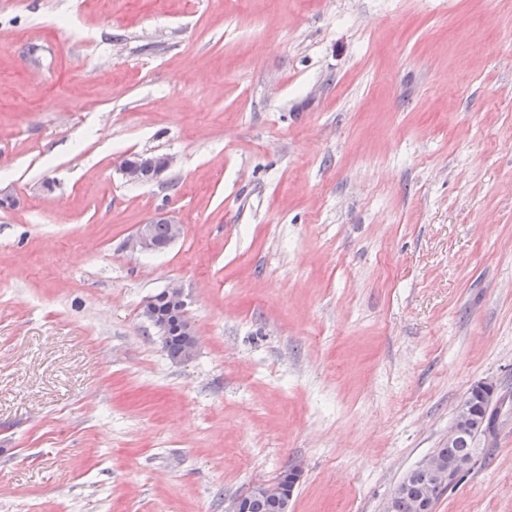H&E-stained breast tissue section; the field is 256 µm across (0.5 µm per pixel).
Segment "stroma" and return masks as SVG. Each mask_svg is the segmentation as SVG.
I'll use <instances>...</instances> for the list:
<instances>
[{"label": "stroma", "instance_id": "35a3bbf8", "mask_svg": "<svg viewBox=\"0 0 512 512\" xmlns=\"http://www.w3.org/2000/svg\"><path fill=\"white\" fill-rule=\"evenodd\" d=\"M0 186V512H383L480 381L512 512V0H0ZM172 165L173 157L171 156L144 154L135 162L122 159L117 168L127 181L138 183L153 179ZM161 223V224H158ZM153 226L155 239L162 241L168 236V224L170 225L169 239L164 244L157 243L150 231V225ZM183 234V225L179 224L174 217L167 212L158 213L143 224H139L136 231L126 242V247L134 253H157L166 250ZM165 300L170 304L169 316H174V325L178 327V332L182 330V326L190 336V343L186 350L185 358L190 360L194 357L197 349V336L194 330L189 331L192 322L189 316V295L186 293L183 285L172 283L163 289ZM301 474V467L299 465H292L285 469L276 480L253 485L249 492L232 502L229 511L273 512L270 508L269 500L259 498L267 497L273 502L274 512H289L293 492L300 481Z\"/></svg>", "mask_w": 512, "mask_h": 512}]
</instances>
